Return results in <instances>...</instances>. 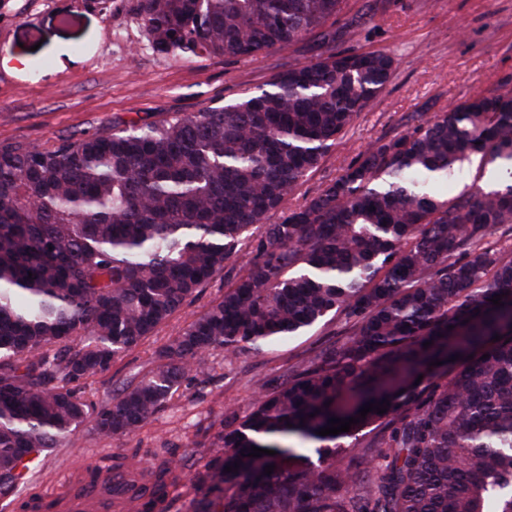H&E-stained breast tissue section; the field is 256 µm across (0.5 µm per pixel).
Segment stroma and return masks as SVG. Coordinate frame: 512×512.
<instances>
[{
    "label": "stroma",
    "instance_id": "35a3bbf8",
    "mask_svg": "<svg viewBox=\"0 0 512 512\" xmlns=\"http://www.w3.org/2000/svg\"><path fill=\"white\" fill-rule=\"evenodd\" d=\"M347 10L363 19L346 48L386 52L394 59L392 76L303 179L288 201L292 207L379 139L403 134L461 100L512 89V0H348ZM313 56L304 42L239 61L165 57L147 49L128 0H0V144L49 147L167 113L199 112L255 93L284 67ZM249 259L244 251L232 257L222 278L109 371L89 378L86 397L105 403L150 370L159 352L222 297L225 282L242 274ZM332 331L318 325L258 354L208 355L201 370L191 371L165 407L131 436L102 438L85 421L70 442L40 455L13 495L0 500V512H21L23 504L41 500L56 502L55 512H69L76 482L129 448L137 449L141 467L158 457L182 467L185 478L170 495L167 512H193L209 492L191 476L209 460L224 419L249 410L257 379L280 375Z\"/></svg>",
    "mask_w": 512,
    "mask_h": 512
}]
</instances>
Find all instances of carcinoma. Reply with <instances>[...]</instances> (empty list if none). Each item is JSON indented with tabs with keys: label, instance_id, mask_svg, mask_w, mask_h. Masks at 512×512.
Here are the masks:
<instances>
[{
	"label": "carcinoma",
	"instance_id": "obj_1",
	"mask_svg": "<svg viewBox=\"0 0 512 512\" xmlns=\"http://www.w3.org/2000/svg\"><path fill=\"white\" fill-rule=\"evenodd\" d=\"M346 7L131 0L161 55L253 59L311 35L318 53L201 112L51 147L0 145L1 497L31 456L88 417L102 438L132 435L204 357L260 352L340 318V343L279 382L259 381L250 411L224 422L193 475L217 495L195 512H512V256L487 241L512 233V91L466 99L374 144L283 211L393 71L385 52L336 47L350 34L336 29ZM474 156L501 185L439 194L435 184ZM244 245V273L149 372L99 407L82 398L88 378L144 342ZM382 400L386 413L316 434ZM372 424L370 443L344 447ZM292 437L325 443L317 461L278 443ZM253 446L276 455L251 458ZM109 471L129 475L103 481L128 512H165L181 481L171 462L145 474L125 453Z\"/></svg>",
	"mask_w": 512,
	"mask_h": 512
}]
</instances>
